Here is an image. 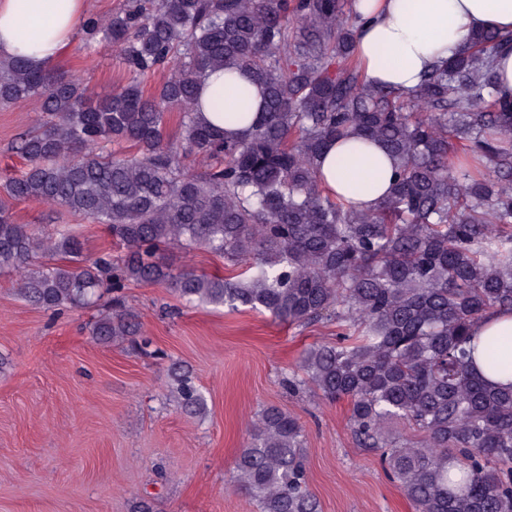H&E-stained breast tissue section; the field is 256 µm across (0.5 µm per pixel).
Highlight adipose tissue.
Listing matches in <instances>:
<instances>
[{
  "instance_id": "1",
  "label": "adipose tissue",
  "mask_w": 512,
  "mask_h": 512,
  "mask_svg": "<svg viewBox=\"0 0 512 512\" xmlns=\"http://www.w3.org/2000/svg\"><path fill=\"white\" fill-rule=\"evenodd\" d=\"M363 18L354 56L376 85L415 88L433 65L493 30L512 35V0H355ZM85 16V0H0V58L22 57L35 68L57 62L70 47ZM224 96L232 111L256 115L263 106L259 87L247 73L215 70L200 86V112L212 125L237 132L213 101ZM394 160L377 142L351 134L332 142L318 157V175L330 197L354 209L374 208L388 193Z\"/></svg>"
}]
</instances>
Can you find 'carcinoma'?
Here are the masks:
<instances>
[{
	"label": "carcinoma",
	"instance_id": "carcinoma-1",
	"mask_svg": "<svg viewBox=\"0 0 512 512\" xmlns=\"http://www.w3.org/2000/svg\"><path fill=\"white\" fill-rule=\"evenodd\" d=\"M345 0H130L87 24L89 42L119 52L130 80L94 98L77 79L0 58V108L34 102L20 136L26 170L0 187V272L26 300L56 313L87 308L101 289L162 284L189 304L248 306L298 326L336 323L283 381L350 404L357 441L381 450L413 512H512V336L473 361L470 326L512 310V97L493 66L509 40L491 31L437 66L414 90L372 86L353 63L360 15ZM169 76L152 94L142 81ZM247 72L264 88L262 116L229 135L198 110L211 70ZM181 116L178 144L167 139ZM355 133L396 159L372 210L329 197L316 160ZM130 144L133 156L107 150ZM18 201L57 205L106 227L123 246L94 259L62 225L18 224ZM171 245L244 266L224 278L175 269ZM101 344L134 338L135 313L115 302L95 317ZM180 405L205 400L173 373ZM402 422L413 442L390 431ZM303 428L290 413H257L235 481L257 512H319Z\"/></svg>",
	"mask_w": 512,
	"mask_h": 512
}]
</instances>
